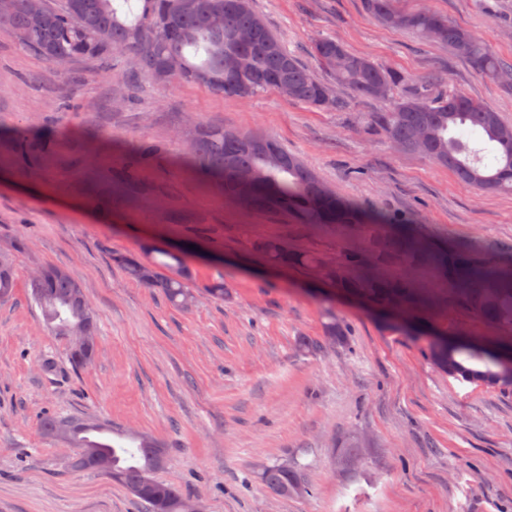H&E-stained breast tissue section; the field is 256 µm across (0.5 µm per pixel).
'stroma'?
Segmentation results:
<instances>
[{
    "mask_svg": "<svg viewBox=\"0 0 512 512\" xmlns=\"http://www.w3.org/2000/svg\"><path fill=\"white\" fill-rule=\"evenodd\" d=\"M311 73L330 74L312 42L334 38L354 54L413 80L444 78L512 125V89L474 72L447 46L382 25L364 0H253ZM430 8L470 30L512 63V0H396ZM344 106L315 110L268 90L228 98L176 79L155 81L121 55L79 57L59 68L0 34V246L16 288L0 301V512H148L103 475L71 467L72 448L47 438L45 415L93 417L122 433L157 438L168 463L159 480L201 498L207 512H512V387L489 388L441 372L428 339L381 328L361 300L316 270L269 264L260 249L340 260L374 249L387 226L314 229L224 195L186 166L199 129L276 139L336 194L410 224L432 246L468 243L482 259L512 253V194H485L451 170L365 135L360 114L381 102L337 87ZM36 154L13 156V135ZM157 147L132 182L125 157ZM184 249L194 305H170L130 281L114 253ZM80 281L98 321V354L75 370L69 344L42 324L29 279L40 268ZM224 280L230 297L206 288ZM333 308L347 335L307 353L298 337L323 338ZM438 327L512 341L452 301ZM52 369H45V362ZM351 439L354 467L337 463ZM300 464L308 495L282 497L261 467Z\"/></svg>",
    "mask_w": 512,
    "mask_h": 512,
    "instance_id": "stroma-1",
    "label": "stroma"
}]
</instances>
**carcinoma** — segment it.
<instances>
[{"label":"carcinoma","mask_w":512,"mask_h":512,"mask_svg":"<svg viewBox=\"0 0 512 512\" xmlns=\"http://www.w3.org/2000/svg\"><path fill=\"white\" fill-rule=\"evenodd\" d=\"M366 8L388 27L447 44L489 80L498 81L512 70L469 30L436 11H402L394 6V0H366ZM214 13L224 14L221 30L209 23ZM256 15L252 0H60L57 6L45 3L39 14L32 13L30 0H14L12 11L0 17V33L11 36L21 48L50 64L58 59L118 53L133 58L137 68L149 74L168 64L173 78L238 98L276 89L270 78L280 76L294 86L292 100L317 110L342 107L337 98H322L321 92L328 83L312 75L268 25L255 30L248 44L232 41V35L249 27ZM229 50L254 58L255 71L244 92L226 82L224 54ZM311 50L330 71L333 82L346 86L358 98L386 104L384 111L363 116L366 133L380 134L408 152L453 170L463 182L483 192L512 193V126L504 124L499 113L448 90L440 82L414 81L369 57L352 54L333 38L316 39ZM338 52L345 57L342 68L336 67ZM378 82L387 86L384 97L373 93ZM193 156L202 172L222 183L224 194L230 197L235 192L232 172L252 171L248 197L251 207L257 210L321 226L392 223L391 219L365 212L336 195L323 199L324 183L303 160L274 139L205 128L195 141ZM381 246L398 261L434 268L448 283L457 303L487 323L512 328V255L488 263L479 259L469 245L443 251L405 231L384 236ZM263 252L267 259L282 265L322 268L337 288L367 298L376 308L387 309L406 302L425 323L433 307L409 278L368 274L360 249L346 253L334 266H326L307 253L288 251L275 239L263 244ZM163 256L167 261L161 264L149 257L123 253L113 254L112 261L130 280L160 289L172 306L185 308L194 294L184 255L167 251ZM160 265L168 269L169 275L158 276ZM29 286L43 323L53 335L68 340L79 330L86 336H98L85 290L66 270L46 267L29 281ZM14 288L12 262L4 252L0 254V300L9 299ZM325 318L326 343L346 336L344 326L331 310L325 311ZM452 342L453 357L460 368L456 378L502 374L505 357L487 353L484 343L465 336ZM41 428L54 440L70 436L77 448L71 461L73 467L99 473L150 504L157 496L163 501L165 512H182L183 502L189 499L176 485L156 479V473L164 468L160 456L166 455V450L148 434L128 433L136 446L126 448L93 439L95 434L112 432L109 425L93 419L48 415ZM301 478L295 464L287 467L277 463L258 473L265 487L283 497L293 495Z\"/></svg>","instance_id":"carcinoma-1"}]
</instances>
